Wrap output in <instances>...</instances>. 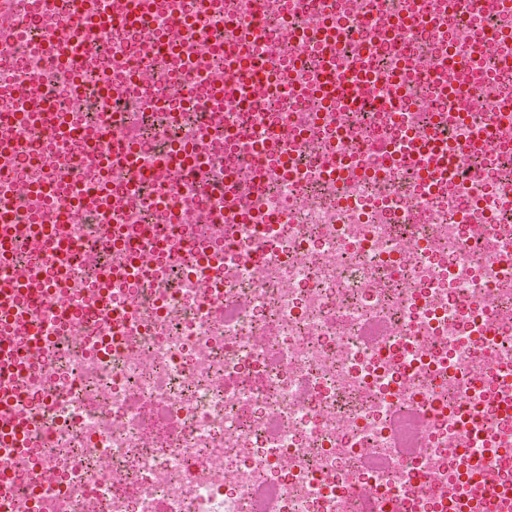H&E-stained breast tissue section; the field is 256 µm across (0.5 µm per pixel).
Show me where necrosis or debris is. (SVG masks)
Returning <instances> with one entry per match:
<instances>
[{
	"label": "necrosis or debris",
	"instance_id": "necrosis-or-debris-1",
	"mask_svg": "<svg viewBox=\"0 0 512 512\" xmlns=\"http://www.w3.org/2000/svg\"><path fill=\"white\" fill-rule=\"evenodd\" d=\"M222 2L153 0L134 25L112 0H0V401L25 433L0 500L448 512L465 480L512 492V12ZM79 17L88 51L47 56ZM330 37L362 111L318 88ZM244 43L269 79L226 91Z\"/></svg>",
	"mask_w": 512,
	"mask_h": 512
}]
</instances>
